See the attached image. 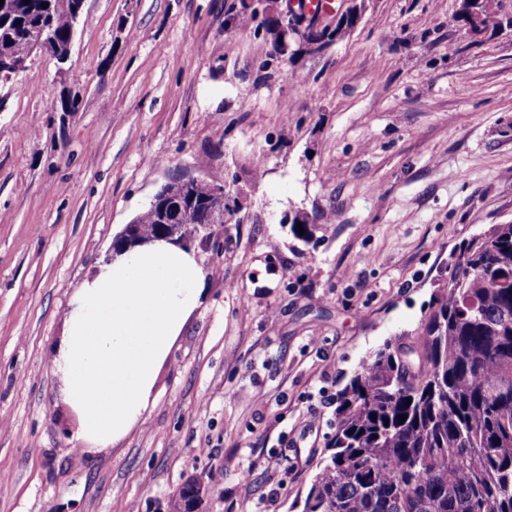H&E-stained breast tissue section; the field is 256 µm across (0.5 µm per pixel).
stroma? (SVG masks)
Masks as SVG:
<instances>
[{"mask_svg":"<svg viewBox=\"0 0 512 512\" xmlns=\"http://www.w3.org/2000/svg\"><path fill=\"white\" fill-rule=\"evenodd\" d=\"M460 3L364 0L349 37L270 62L224 23L242 0H86L65 73L38 53L0 84V512H164L218 469L200 512L273 488L300 512L334 432L320 391L414 332L462 241L512 222V29L472 41ZM182 174L226 182L236 217L194 242L206 300L143 422L77 454L48 350ZM298 211L311 241L283 222Z\"/></svg>","mask_w":512,"mask_h":512,"instance_id":"1","label":"stroma"}]
</instances>
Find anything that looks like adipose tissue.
<instances>
[{
  "label": "adipose tissue",
  "mask_w": 512,
  "mask_h": 512,
  "mask_svg": "<svg viewBox=\"0 0 512 512\" xmlns=\"http://www.w3.org/2000/svg\"><path fill=\"white\" fill-rule=\"evenodd\" d=\"M205 277L194 253L148 241L75 288L50 360L78 417L80 451L110 448L142 419L159 367L202 303Z\"/></svg>",
  "instance_id": "adipose-tissue-1"
}]
</instances>
